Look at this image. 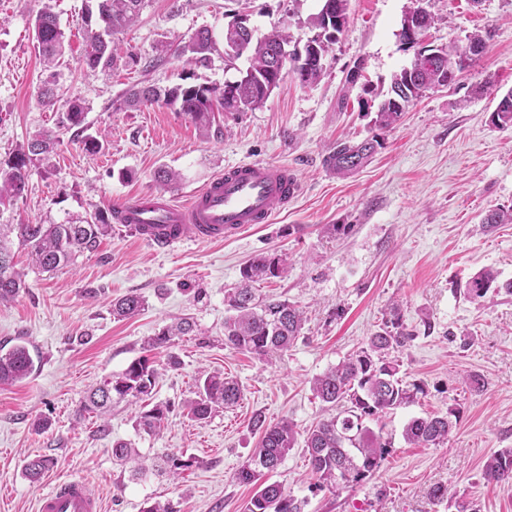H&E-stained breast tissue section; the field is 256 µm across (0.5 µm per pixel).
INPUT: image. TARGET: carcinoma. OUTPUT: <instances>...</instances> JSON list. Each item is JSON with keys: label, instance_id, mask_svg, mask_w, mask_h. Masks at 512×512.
I'll return each instance as SVG.
<instances>
[{"label": "carcinoma", "instance_id": "cac0c4a2", "mask_svg": "<svg viewBox=\"0 0 512 512\" xmlns=\"http://www.w3.org/2000/svg\"><path fill=\"white\" fill-rule=\"evenodd\" d=\"M96 8H86L83 17V62L89 69L108 67L116 58L118 45L114 37L130 29L138 20L146 0H93ZM334 10H327L323 0L320 11L312 18L318 33L307 41L303 49L291 52L290 71L304 85L318 82L323 73V58L330 44L343 32L347 21L348 0H333ZM44 71L48 76L38 88L39 102L48 108L56 105L55 67L65 49L64 32L54 12L53 0H41L33 25ZM290 42L284 28H275L261 38L248 36L232 23L224 29V61L232 66L241 58L246 68L239 71L236 88L221 91L208 84L179 83L164 89L152 85L134 86L119 99V107L161 105L172 107L187 115L198 127L207 129L214 108L226 112H242L262 104L282 78L278 53L281 45ZM215 41L207 29L193 33L187 42L176 49L189 64L208 59ZM465 45L440 48L445 66L423 65L416 59L396 72L386 98L381 102L374 125L386 129L393 125L413 101L454 72L473 68L477 58L466 53ZM57 129H45L20 145L0 166V205L20 198L28 185L29 166L33 157L49 159L60 143L61 135L73 131L89 153L99 150L98 137L87 133L88 105L78 94L70 96ZM494 126L512 125V89L500 98L490 114ZM379 143L371 138L357 144L336 143L326 158L331 170L346 176L361 168L376 152ZM112 225L100 211L70 224H0V303L12 299L25 280L13 264L10 236L30 248L35 264L44 271H54L73 263L76 256L94 247L97 241L109 235ZM287 258L272 251L256 257L240 271L241 284L225 297L229 315L224 318V345L249 352L259 357L288 350L300 336L304 311L286 299L260 298L253 285L281 277L287 269ZM504 288L512 294V281L498 284V274L490 269L479 272L466 284V293L472 300L484 297L491 288ZM144 305V299L131 292L112 303V315L126 318L135 315ZM193 331L187 320L176 321L162 329L152 339V346L169 347L174 338ZM415 339V334L404 324L399 305L390 309L388 318L379 331L370 336L364 346L345 357L337 365L314 378L312 391L324 404L327 415L305 432L304 451L308 457L314 487L334 490L355 488L374 477L390 453L392 439L381 431H374L367 422L377 420L394 410L417 403L426 395L422 382H407L400 376L398 353ZM34 370V361L28 347L15 344L0 348V384L24 381ZM160 375L155 362L147 358L132 360L126 368L91 390L78 407V414H107L112 404L123 400L134 402L151 396ZM242 396L239 382L218 374L207 375L198 385L197 396L187 404L192 418L208 419L218 407L229 408ZM168 408L156 404L140 410L136 416L138 431L153 435L163 426ZM451 410L446 416L412 417L404 424L403 439L422 447H431L448 439L454 427ZM255 426L263 429L258 448L249 462L236 473L241 484L257 487L248 512H304L306 502L285 492L278 481L267 479L277 470L297 442L298 432L288 420L274 426H264L261 418ZM112 458L121 465L136 463L133 476L142 478L154 471L174 477L200 465L194 458L170 453L149 468L140 463L138 450L130 442L112 445ZM54 466V458L44 455L30 460L25 467L26 477L33 483ZM484 477L495 485L512 487V448H504L490 456L484 465Z\"/></svg>", "mask_w": 512, "mask_h": 512}]
</instances>
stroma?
Segmentation results:
<instances>
[{
    "label": "stroma",
    "mask_w": 512,
    "mask_h": 512,
    "mask_svg": "<svg viewBox=\"0 0 512 512\" xmlns=\"http://www.w3.org/2000/svg\"><path fill=\"white\" fill-rule=\"evenodd\" d=\"M66 36L58 68L62 96L81 95L90 107L92 131L103 132L101 149L86 153L72 134L47 162H34L29 190L0 210L2 224H64L113 203L164 192L175 202L242 161L291 167L299 195L271 223L238 239L186 240L170 251L149 246L132 233L110 235L80 255L75 265L39 272L27 249L14 260L26 286L0 305V346L25 344L35 369L24 381L0 384V512H37V499L62 479L79 477L97 489L102 512H143L171 502L178 512H247L254 486L236 481L237 470L261 438L255 418L281 419L305 431L320 418L322 404L311 381L359 349L379 330L392 303L415 338L400 355L407 381L424 382L419 403L382 417L393 448L375 477L362 487L317 490L302 445L288 453L273 480L307 499L305 512H512V488L483 476L490 454L512 448V294L489 291L471 300L466 283L480 270L512 280V224L489 226L484 217L512 209V126L496 127L489 116L493 95L472 89L485 76L512 88V0H348L347 24L325 57V72L313 85L285 73L258 108L219 112L199 131L183 113L164 106L116 108L133 85L168 86L183 76L223 87V32L244 14L255 36L288 28L301 46L314 31L320 0H149L125 36L127 57L113 69H88L82 61V16L86 0H54ZM424 7L437 22L428 33L435 46L486 37V52L457 83L432 89L410 104L401 120L380 129L372 119L378 95L411 57L400 38L406 12ZM38 0H0V162L42 128L56 127L62 106L37 101L46 73L32 37ZM212 31L217 46L206 64L189 66L162 53L199 28ZM360 67L357 83L347 81ZM377 138L380 146L357 172L337 176L326 163L339 142ZM178 172L177 188L161 190L158 169ZM348 225L334 235L331 225ZM278 251L288 267L261 284V293L303 307L307 321L288 351L260 358L224 344L226 295L252 258ZM130 292L145 308L130 318L112 315L113 300ZM196 325L191 335L166 348L146 342L177 318ZM150 356L177 368L161 376L153 403L168 406L167 423L154 435H137V405L122 402L104 418L81 417L86 390L132 360ZM221 374L238 380L239 403L204 421L191 419L199 377ZM485 386L471 389L467 375ZM458 420L446 443L407 445L404 423L413 416ZM48 421L40 430L36 421ZM134 442L147 461L170 452L200 459L176 479L133 478L112 459V445ZM55 459L36 483L24 476L35 455ZM452 495L432 499L431 487Z\"/></svg>",
    "instance_id": "obj_1"
}]
</instances>
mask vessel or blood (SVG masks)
I'll return each mask as SVG.
<instances>
[{"mask_svg":"<svg viewBox=\"0 0 512 512\" xmlns=\"http://www.w3.org/2000/svg\"><path fill=\"white\" fill-rule=\"evenodd\" d=\"M298 191L287 166L246 161L225 169L186 203H174L159 193L150 199L116 203L113 218L131 226L141 241L171 250L189 237L228 241L254 225L271 223ZM38 512H101V505L85 480L68 478L40 495Z\"/></svg>","mask_w":512,"mask_h":512,"instance_id":"vessel-or-blood-1","label":"vessel or blood"}]
</instances>
